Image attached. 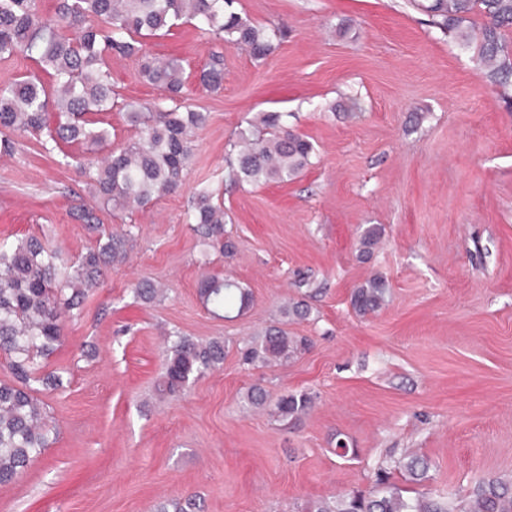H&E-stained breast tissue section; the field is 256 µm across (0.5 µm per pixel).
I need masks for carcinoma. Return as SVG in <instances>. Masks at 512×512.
Listing matches in <instances>:
<instances>
[{
    "instance_id": "obj_1",
    "label": "carcinoma",
    "mask_w": 512,
    "mask_h": 512,
    "mask_svg": "<svg viewBox=\"0 0 512 512\" xmlns=\"http://www.w3.org/2000/svg\"><path fill=\"white\" fill-rule=\"evenodd\" d=\"M235 0H56L55 17H42L37 0H0V59L21 51L54 78L47 91L35 76L0 86V154L12 155L17 138L43 135V149L62 143L104 145L110 130L89 115L119 106L139 130L136 140L84 170L102 207L133 211L176 191L183 182L192 155V138L207 123V113L188 109L180 99L184 71L176 59L158 62L143 53L142 39L167 33L182 19L224 44L245 48L255 59L273 50L268 29L253 24L233 10ZM480 11L486 18L477 36L465 26ZM432 23L455 34L497 85L512 82V0H432L426 6ZM141 56L140 75L166 92L152 107L118 101L112 85V54ZM201 84L212 91L224 83V56L216 52L201 71ZM226 177L234 184L266 185L293 180L310 164V141L288 127V113L260 112L238 129L231 144ZM73 218L95 235V245L71 260L35 235L0 242V351L8 359L10 379L0 380V484L13 481L55 439L45 403L39 394L64 387L65 370H46V361L63 337L61 309H79L113 262L125 258L131 232L114 234L101 229L94 209L78 203ZM189 222L202 244L224 234L223 204L201 191L188 211ZM383 234L372 224L360 236L361 253L368 254ZM388 284L375 276L352 290L350 303L359 316L373 313L387 301ZM163 291L151 280L141 281L135 297L154 302ZM200 298L217 317L228 318L251 303L250 290L220 274H206ZM304 299L280 308V319L251 336L239 348L245 365H277L309 348L305 337L292 336L286 325L309 319ZM226 345L168 334L167 365L158 381V394L174 395L224 362ZM245 401L267 408L272 417L294 425L313 408L315 397L306 390L271 400L261 386L250 387ZM407 482L425 478L428 462L408 453L395 460ZM461 512H512V477L492 476L466 490ZM157 512H199L196 498L173 499ZM305 512H456L444 496L406 495L381 467L368 493H340L316 502Z\"/></svg>"
}]
</instances>
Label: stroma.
I'll list each match as a JSON object with an SVG mask.
<instances>
[{
	"label": "stroma",
	"instance_id": "stroma-1",
	"mask_svg": "<svg viewBox=\"0 0 512 512\" xmlns=\"http://www.w3.org/2000/svg\"><path fill=\"white\" fill-rule=\"evenodd\" d=\"M237 12L281 30L257 60L183 23L146 39L153 58L184 67L191 109L207 113L181 188L132 212L99 211L132 230L80 310L64 319L47 369L68 371L43 393L57 438L14 481L0 512H154L200 496L202 512H300L339 492L372 490L379 463L411 448L430 469L418 492L455 496L512 476V86L493 85L470 51L410 0H237ZM224 84L199 82L212 51ZM125 99L161 101L137 58L113 55ZM288 113L315 155L297 178L261 186L224 180L229 143L258 112ZM81 143L46 153L37 137L0 157V241L35 234L70 257L94 242L70 214L90 200ZM224 203L226 254L187 222L194 192ZM384 229L360 255L366 225ZM232 276L253 301L222 319L202 305L203 271ZM383 276L387 304L361 317L354 288ZM144 279L166 285L135 301ZM314 288L310 319L289 325L310 350L275 368L243 365L237 346L271 324L282 301ZM226 340L224 364L158 398L166 334ZM306 390L313 410L289 426L249 408ZM355 455L337 457V440Z\"/></svg>",
	"mask_w": 512,
	"mask_h": 512
}]
</instances>
